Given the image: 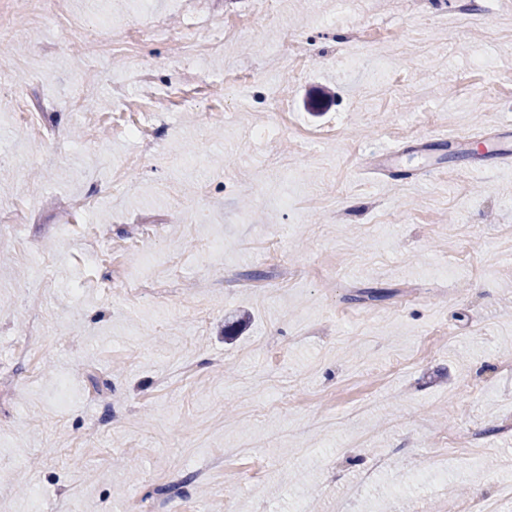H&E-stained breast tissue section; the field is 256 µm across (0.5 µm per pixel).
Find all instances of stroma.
I'll return each mask as SVG.
<instances>
[{"label":"stroma","mask_w":512,"mask_h":512,"mask_svg":"<svg viewBox=\"0 0 512 512\" xmlns=\"http://www.w3.org/2000/svg\"><path fill=\"white\" fill-rule=\"evenodd\" d=\"M194 8L209 25L175 0H0V87L50 132L0 126V209L25 219L0 230V512H143L169 481L182 512H443L461 486L512 512V36L452 0H365L358 45L321 23L337 0ZM144 76L153 139L87 130ZM92 231L138 245L96 266Z\"/></svg>","instance_id":"obj_1"}]
</instances>
